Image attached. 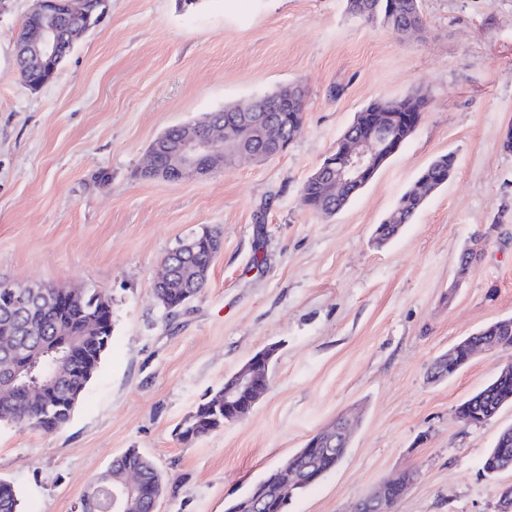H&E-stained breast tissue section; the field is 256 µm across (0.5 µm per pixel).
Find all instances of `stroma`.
Wrapping results in <instances>:
<instances>
[{"instance_id": "1", "label": "stroma", "mask_w": 512, "mask_h": 512, "mask_svg": "<svg viewBox=\"0 0 512 512\" xmlns=\"http://www.w3.org/2000/svg\"><path fill=\"white\" fill-rule=\"evenodd\" d=\"M31 0H0V280L93 286L112 299V343L70 421L0 424V478L24 512H77L134 448L165 481L155 512H225L342 413L359 422L337 468L288 512H351L386 479L413 481L393 512H497L483 460L512 405L477 426L456 407L506 352L434 380L432 363L512 317V0H421L411 35L369 25L346 0H108L54 79L21 80L15 45ZM306 91L304 127L279 156L146 180L167 129L277 87ZM424 94L420 122L336 215L300 202L357 112ZM448 182L380 246L374 230L434 158ZM105 182H98V175ZM218 231L201 295L166 315L154 294L179 242ZM481 252L460 286L461 251ZM275 346L252 412L204 437L178 431L256 351Z\"/></svg>"}]
</instances>
